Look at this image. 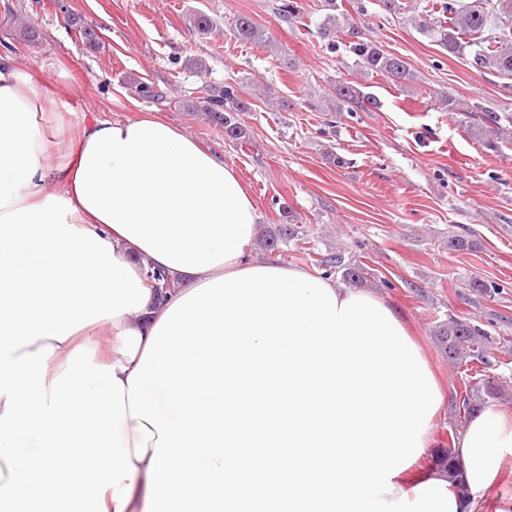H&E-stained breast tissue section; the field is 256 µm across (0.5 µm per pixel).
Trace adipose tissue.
Masks as SVG:
<instances>
[{
    "label": "adipose tissue",
    "instance_id": "ef3b65f1",
    "mask_svg": "<svg viewBox=\"0 0 512 512\" xmlns=\"http://www.w3.org/2000/svg\"><path fill=\"white\" fill-rule=\"evenodd\" d=\"M80 109L0 55V512H485L511 413L461 481L425 466L445 389L402 315L250 260L252 198L173 123Z\"/></svg>",
    "mask_w": 512,
    "mask_h": 512
}]
</instances>
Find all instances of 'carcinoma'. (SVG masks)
Wrapping results in <instances>:
<instances>
[{
    "label": "carcinoma",
    "instance_id": "carcinoma-1",
    "mask_svg": "<svg viewBox=\"0 0 512 512\" xmlns=\"http://www.w3.org/2000/svg\"><path fill=\"white\" fill-rule=\"evenodd\" d=\"M426 12L434 15H448V25L437 21L422 20L418 24L420 32L450 53L462 48L461 36H469L468 46L474 48L475 65L494 69L501 74L512 75V33L508 25L500 26L504 10L512 11V0H498V7L486 8L480 0L466 6L459 0H429ZM271 11L285 21L295 18L294 0H271ZM345 25L344 16L328 14L319 25L320 34L327 40L336 37V33ZM236 39L252 44L266 42V34L254 20L245 14L237 15L234 21ZM357 57L356 65L364 73H376L402 88L414 78L410 64L405 58L385 51L376 44L358 39L351 45ZM200 104L209 121L224 130V138L236 147H242L248 141L247 128L241 122L240 114L252 111L253 104L241 96L237 83L222 86L202 82ZM335 112H374L379 108L378 100L370 93L363 92L351 81H342L334 88ZM469 130L489 148L512 140V130L500 124L501 118L493 114V109L475 106ZM304 231L296 224H282L264 240V246L270 250L278 249L279 243L303 240ZM316 266L322 274L328 276L336 271L342 273L344 280L354 285L364 282L361 268L346 260L340 251L329 252L316 259ZM484 333L472 322L461 318H450L448 323L438 327L436 339L441 351L448 359L464 367V392L455 397V407L463 418L471 417L479 411L482 398L476 396L474 388H467L474 382L475 388L482 390L485 397L495 398L501 390L499 382L488 376L485 353L481 344Z\"/></svg>",
    "mask_w": 512,
    "mask_h": 512
}]
</instances>
